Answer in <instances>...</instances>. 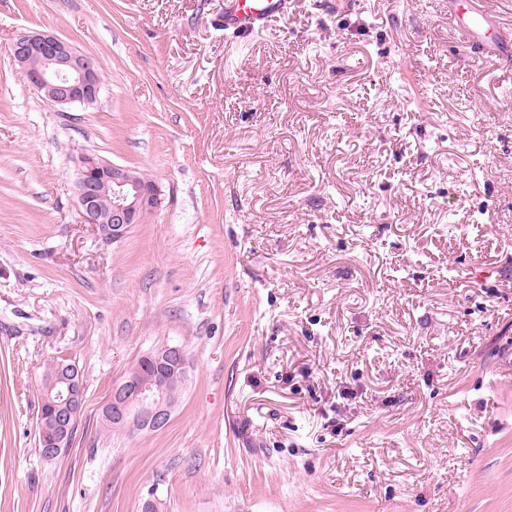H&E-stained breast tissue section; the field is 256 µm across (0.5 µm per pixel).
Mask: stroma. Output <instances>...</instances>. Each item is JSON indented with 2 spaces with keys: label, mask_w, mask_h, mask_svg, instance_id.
Instances as JSON below:
<instances>
[{
  "label": "stroma",
  "mask_w": 512,
  "mask_h": 512,
  "mask_svg": "<svg viewBox=\"0 0 512 512\" xmlns=\"http://www.w3.org/2000/svg\"><path fill=\"white\" fill-rule=\"evenodd\" d=\"M224 0H0V512H512V48L448 0H289L246 39ZM92 54L59 111L9 43ZM84 152L164 203L83 223ZM189 358L169 424L109 433L138 359ZM81 370L71 448L42 373ZM496 32V37L489 38L488 30ZM512 27L500 26L488 18L486 0H458L450 2L448 8V37L460 44L480 43L487 51L495 52L507 46Z\"/></svg>",
  "instance_id": "obj_1"
}]
</instances>
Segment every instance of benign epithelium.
Returning a JSON list of instances; mask_svg holds the SVG:
<instances>
[{
    "label": "benign epithelium",
    "mask_w": 512,
    "mask_h": 512,
    "mask_svg": "<svg viewBox=\"0 0 512 512\" xmlns=\"http://www.w3.org/2000/svg\"><path fill=\"white\" fill-rule=\"evenodd\" d=\"M10 53L29 86L60 111L97 100L101 78L96 61L70 42L50 32H26L12 41ZM75 190L85 223L114 243L162 204L155 183L93 153H82L77 158ZM157 360L173 362L188 373L189 359L180 346L159 348ZM42 404L51 407L56 432L50 437L42 434L38 441L46 456L57 457L66 451L73 423L85 405L77 367L60 365L45 376ZM177 405L178 401L164 389L162 374L147 375L135 365L112 388L100 414L120 428L156 432L168 425Z\"/></svg>",
    "instance_id": "obj_1"
}]
</instances>
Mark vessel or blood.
<instances>
[{"label": "vessel or blood", "mask_w": 512, "mask_h": 512, "mask_svg": "<svg viewBox=\"0 0 512 512\" xmlns=\"http://www.w3.org/2000/svg\"><path fill=\"white\" fill-rule=\"evenodd\" d=\"M287 11L288 0H225L218 24L226 32L246 39ZM448 35L464 45L481 44L490 52L512 42V28L495 27L489 20L487 0H452L448 9Z\"/></svg>", "instance_id": "obj_1"}]
</instances>
